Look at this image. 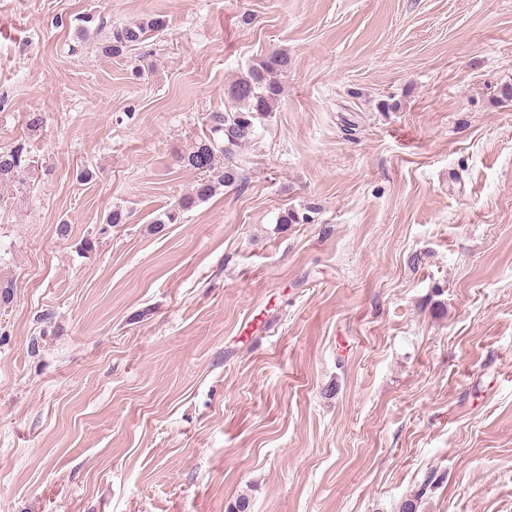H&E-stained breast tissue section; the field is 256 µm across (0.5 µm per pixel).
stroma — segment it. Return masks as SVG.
Segmentation results:
<instances>
[{
    "label": "stroma",
    "mask_w": 512,
    "mask_h": 512,
    "mask_svg": "<svg viewBox=\"0 0 512 512\" xmlns=\"http://www.w3.org/2000/svg\"><path fill=\"white\" fill-rule=\"evenodd\" d=\"M274 51L239 180L154 227ZM510 85L512 0H0V512H512ZM164 25L163 19L152 17L134 23L113 26L109 34V45L106 46L105 51L112 57L124 56L134 49L133 47L140 44L149 31H159ZM24 149V144L0 148V186L15 181Z\"/></svg>",
    "instance_id": "obj_1"
}]
</instances>
